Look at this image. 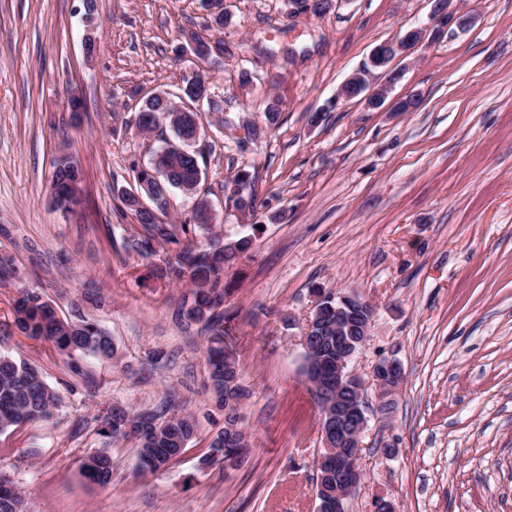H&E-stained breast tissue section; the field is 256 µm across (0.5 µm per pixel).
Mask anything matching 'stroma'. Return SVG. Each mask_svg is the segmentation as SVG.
<instances>
[{
	"mask_svg": "<svg viewBox=\"0 0 512 512\" xmlns=\"http://www.w3.org/2000/svg\"><path fill=\"white\" fill-rule=\"evenodd\" d=\"M457 5L470 27L396 61L392 98L419 104L392 112L331 101L376 45L427 24L428 0H333L321 16L301 0H223L221 27L201 0H97L92 30L83 0H0V251L19 267L0 288V351L37 366L61 398L50 419L0 433V477L28 512H316L322 437L302 339L318 288L374 306L356 372L384 357L404 370L393 411L368 416L365 481L346 512H374L380 496L398 512H512V0ZM190 32L223 39V57L199 70L228 102L202 116L199 191L215 219L196 240L253 239L223 305L251 436L237 467L210 457L224 410L208 381L207 322L184 315L189 289L164 275L178 254L126 255L139 225L112 193L160 146L135 116L195 67L182 51ZM245 69L255 79L244 87ZM274 98L275 129L241 143L242 120L263 123ZM63 157L85 175L66 215L48 202ZM242 168L259 175L247 216L224 207ZM29 288L60 317L97 323L115 358L14 333ZM168 402L197 433L162 471L139 467L134 439L100 433L109 406ZM99 452L112 458L104 487L82 474Z\"/></svg>",
	"mask_w": 512,
	"mask_h": 512,
	"instance_id": "stroma-1",
	"label": "stroma"
}]
</instances>
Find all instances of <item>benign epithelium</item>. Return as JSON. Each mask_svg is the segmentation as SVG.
Masks as SVG:
<instances>
[{"mask_svg": "<svg viewBox=\"0 0 512 512\" xmlns=\"http://www.w3.org/2000/svg\"><path fill=\"white\" fill-rule=\"evenodd\" d=\"M430 25L415 29L417 37L407 34L397 40L384 43L389 55L401 59L425 41L440 40L466 30L472 17L453 6L439 12L434 9L436 0H428ZM349 79L358 82L364 92L363 99L372 109L384 106L394 109L396 101L388 100L394 82L389 70L379 73L362 74L353 72ZM176 96L187 107L202 111L205 100L213 99L208 82H203V93L189 101L182 92ZM334 324L329 326L332 335L325 340L336 342V355L326 357L311 349L308 340H303L304 351L308 353L306 382L315 398L325 404L322 412L323 452L317 457L319 480L318 512H345L346 501L361 485L363 472L360 468V451L363 434L367 428L366 390L374 387L378 405L393 402L400 390L404 372L400 362L384 358L371 369L369 378H364L352 368V362L365 346L370 332L373 315L372 303L356 291L336 295Z\"/></svg>", "mask_w": 512, "mask_h": 512, "instance_id": "7a95c632", "label": "benign epithelium"}]
</instances>
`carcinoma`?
Listing matches in <instances>:
<instances>
[{
    "label": "carcinoma",
    "mask_w": 512,
    "mask_h": 512,
    "mask_svg": "<svg viewBox=\"0 0 512 512\" xmlns=\"http://www.w3.org/2000/svg\"><path fill=\"white\" fill-rule=\"evenodd\" d=\"M169 94L157 92L141 106L136 124L141 131L151 133L157 128V115L168 113L175 141L165 142L157 153L158 162L145 172L132 166L136 189L148 198L160 214L168 211V190L178 188L188 194L196 191L201 182L202 168L199 155L188 149L186 135L200 119L197 112H176L168 101ZM263 126L249 127L250 141H257L274 129L279 119L277 102L267 105ZM82 168L62 158L57 161L51 184L50 201L54 208L66 211L75 191L83 185ZM234 190L226 196L225 207L238 212L254 214L257 201V175L242 168L234 176ZM114 196L121 210L133 214L140 231L124 242L125 251L142 260L157 255L159 250L175 245L180 249V261L169 267L174 279L190 284L191 301L186 316L196 320L224 303V276L235 259L252 246V238L241 237L233 244L224 243L219 236H211L199 245L190 237L193 224L213 221L208 202L198 199L192 215L180 225L162 220L154 221L138 208V201L130 191L116 186ZM19 269L15 257L0 252V287H9L18 280ZM13 325L22 336L52 344L58 351L71 354L82 352L112 358L116 355L112 338L96 323L81 319L66 321L58 316L53 305L38 291L24 290L13 306ZM213 346L210 349L209 382L219 400L224 397L239 399L240 390L224 391V374L235 375V362L224 352V316L211 326ZM60 397L44 380L35 366L18 360L9 353L0 352V432L29 420H47L58 406ZM103 434L112 437H133L137 440L139 467L150 472L165 469L176 459L196 435V425L188 414L169 413L167 407L132 411L118 405L108 408L103 416ZM85 475L93 482L106 485L112 478V468H102L94 456L83 462ZM0 512H27L22 495L16 491L0 496Z\"/></svg>",
    "instance_id": "1"
}]
</instances>
